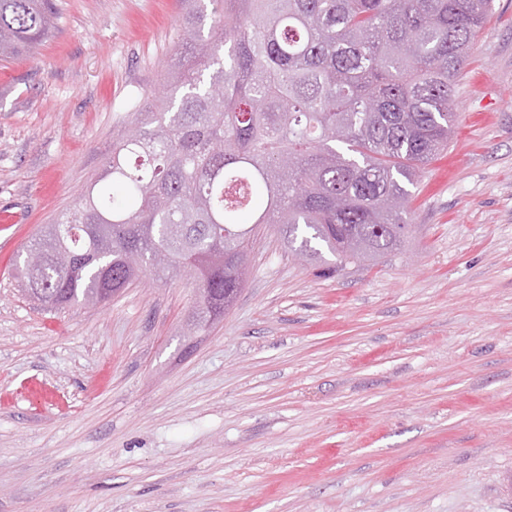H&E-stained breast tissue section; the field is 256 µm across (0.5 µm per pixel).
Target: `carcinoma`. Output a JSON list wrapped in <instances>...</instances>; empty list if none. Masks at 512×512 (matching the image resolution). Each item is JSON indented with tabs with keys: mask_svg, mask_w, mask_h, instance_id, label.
Listing matches in <instances>:
<instances>
[{
	"mask_svg": "<svg viewBox=\"0 0 512 512\" xmlns=\"http://www.w3.org/2000/svg\"><path fill=\"white\" fill-rule=\"evenodd\" d=\"M153 112L19 269L50 309L105 303L144 270L195 268L204 331L245 283L257 224L330 272L407 236V186L448 146L454 86L492 0H187ZM53 0H0V56L53 28ZM244 212L252 224L241 221Z\"/></svg>",
	"mask_w": 512,
	"mask_h": 512,
	"instance_id": "obj_1",
	"label": "carcinoma"
}]
</instances>
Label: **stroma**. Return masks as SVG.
<instances>
[{"label": "stroma", "mask_w": 512, "mask_h": 512, "mask_svg": "<svg viewBox=\"0 0 512 512\" xmlns=\"http://www.w3.org/2000/svg\"><path fill=\"white\" fill-rule=\"evenodd\" d=\"M0 60V512H512V0L455 82L409 233L325 276L269 225L223 319L144 275L46 308L16 276L176 59L183 0H53Z\"/></svg>", "instance_id": "stroma-1"}]
</instances>
